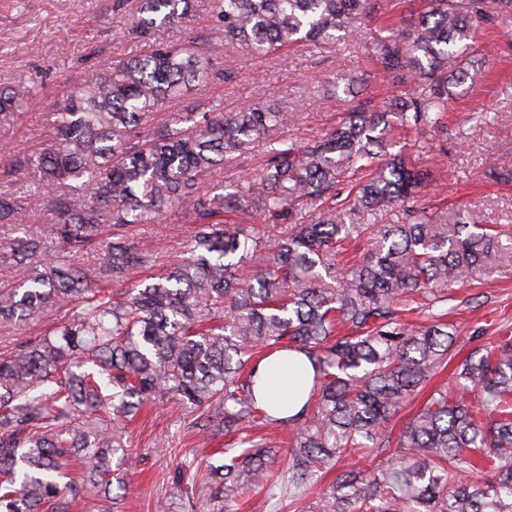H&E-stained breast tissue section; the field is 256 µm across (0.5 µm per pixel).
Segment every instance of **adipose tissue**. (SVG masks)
<instances>
[{
	"label": "adipose tissue",
	"mask_w": 512,
	"mask_h": 512,
	"mask_svg": "<svg viewBox=\"0 0 512 512\" xmlns=\"http://www.w3.org/2000/svg\"><path fill=\"white\" fill-rule=\"evenodd\" d=\"M314 371L302 353H283L275 362L263 364L256 384L258 399L271 415L295 414L306 401L313 386Z\"/></svg>",
	"instance_id": "1"
}]
</instances>
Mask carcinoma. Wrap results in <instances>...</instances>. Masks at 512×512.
Listing matches in <instances>:
<instances>
[{"mask_svg":"<svg viewBox=\"0 0 512 512\" xmlns=\"http://www.w3.org/2000/svg\"><path fill=\"white\" fill-rule=\"evenodd\" d=\"M188 2L136 0L127 32L144 49L89 70L48 114L53 142L13 153L0 171L33 186L0 191L1 225L25 223L38 206L72 255L104 254L92 280L29 234L0 253L15 273L0 291V324L67 314L0 354V512H71L87 486L110 490L111 475L137 464L126 422L173 398L189 427L232 437L198 512H225L271 486V448L248 423L288 428L280 490L311 498L301 512H512V335L478 341L453 394L433 393L399 436L388 427L448 362V291L477 270L512 268V229L470 211L440 218L419 198L427 174L394 151L395 132L443 129L454 89L474 78L472 33L512 26V0H425L417 20L374 32L367 22L394 0H212L207 31L173 43L165 29L189 21ZM228 43L254 58L355 44L404 93L383 111L360 100L306 141L282 134L297 114L273 99L235 112L215 101L172 109L184 92L230 78L219 62ZM355 83L327 97L354 99ZM29 95L25 83L0 89V129ZM257 142L254 172L206 185ZM400 203L402 222L360 223ZM247 212L288 234L234 219ZM165 213L192 225L186 249L166 272L136 280L154 250L128 229ZM410 312L422 322L406 323ZM288 351L305 354L314 385L299 412L277 418L255 385L261 363ZM364 448L379 463L321 483Z\"/></svg>","mask_w":512,"mask_h":512,"instance_id":"cac0c4a2","label":"carcinoma"}]
</instances>
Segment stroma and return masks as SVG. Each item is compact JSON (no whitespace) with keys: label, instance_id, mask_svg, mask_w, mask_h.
<instances>
[{"label":"stroma","instance_id":"35a3bbf8","mask_svg":"<svg viewBox=\"0 0 512 512\" xmlns=\"http://www.w3.org/2000/svg\"><path fill=\"white\" fill-rule=\"evenodd\" d=\"M113 0H25L13 9L0 0V86L38 81L39 92L17 125L0 131V148L33 151L46 143L49 112L83 79L88 66L138 54L141 43L122 25L126 11H113ZM476 48L483 63L473 81L456 89L448 103L447 128L425 135L402 134L399 145L407 161L429 171V187L438 203L455 208L463 204L487 224L512 227V183L486 178L490 160L512 168V27L478 31ZM224 64L235 78L224 84L185 93L181 105L220 100L225 110H238L275 95L281 111L298 115L288 126V137L301 141L324 132L337 107L324 95L326 82L348 73L359 82L361 97L381 102L389 93L386 82L360 48L339 46L326 54L302 46L286 60H249L228 49ZM491 112L482 123L478 112ZM190 226L173 217L132 228L131 239L150 241L155 249L153 267L165 270L184 249ZM448 320L457 329L456 359L471 350L473 331L489 336L512 334V269L474 276L456 291L448 304ZM185 409L175 401L151 405L131 425V446L138 463L125 481L127 492L121 512H155L165 498L171 512H193L201 476L208 465L224 461L223 435L188 429ZM182 466L181 481H174L175 466Z\"/></svg>","mask_w":512,"mask_h":512}]
</instances>
